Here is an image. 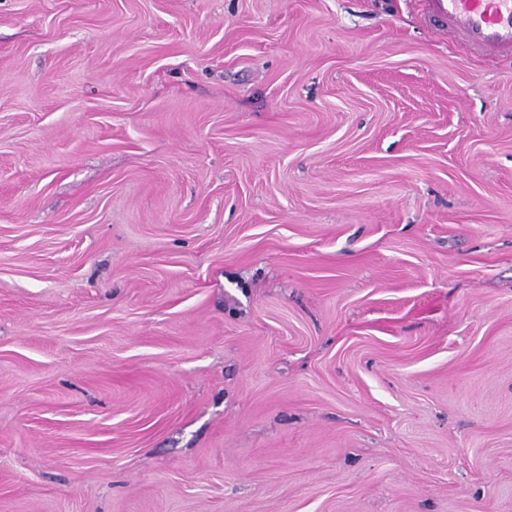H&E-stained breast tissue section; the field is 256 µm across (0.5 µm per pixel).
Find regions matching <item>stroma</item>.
<instances>
[{
	"instance_id": "1",
	"label": "stroma",
	"mask_w": 512,
	"mask_h": 512,
	"mask_svg": "<svg viewBox=\"0 0 512 512\" xmlns=\"http://www.w3.org/2000/svg\"><path fill=\"white\" fill-rule=\"evenodd\" d=\"M0 512H512V63L0 0Z\"/></svg>"
}]
</instances>
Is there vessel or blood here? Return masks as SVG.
Listing matches in <instances>:
<instances>
[{"label": "vessel or blood", "instance_id": "obj_1", "mask_svg": "<svg viewBox=\"0 0 512 512\" xmlns=\"http://www.w3.org/2000/svg\"><path fill=\"white\" fill-rule=\"evenodd\" d=\"M430 19L490 58H512V0H422Z\"/></svg>", "mask_w": 512, "mask_h": 512}]
</instances>
